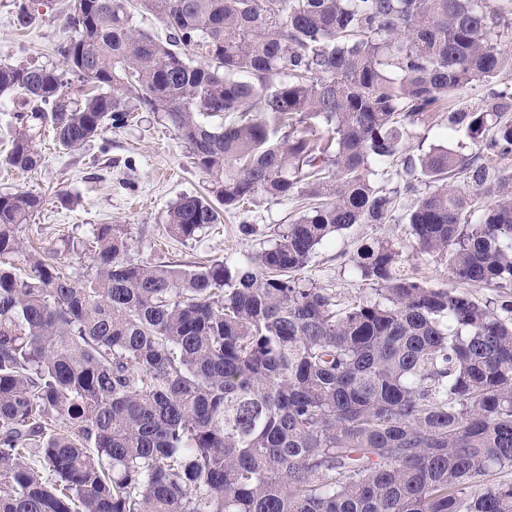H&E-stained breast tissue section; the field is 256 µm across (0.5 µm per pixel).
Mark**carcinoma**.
<instances>
[{"label": "carcinoma", "instance_id": "1", "mask_svg": "<svg viewBox=\"0 0 512 512\" xmlns=\"http://www.w3.org/2000/svg\"><path fill=\"white\" fill-rule=\"evenodd\" d=\"M14 8L35 21L28 0ZM64 25L58 53L91 89L73 106L55 69L0 64V94L31 106L1 166L39 165L47 119L70 151L145 110L211 184L170 206L169 235L192 240L259 195L311 204L233 267L147 265L97 224L76 279L58 253L17 273L44 198L0 194V512H512V482L485 484L512 472V304L418 280L386 236L352 257L372 297L299 277L332 234L392 222L397 179L416 254L512 288V173L491 165L512 155V90L451 104L512 70L509 5L69 0ZM439 109L474 155L409 154ZM492 86L498 89H512V72L510 70L502 71L491 86L483 82L474 83L464 93L454 99V106L457 108L477 107L481 104L484 97L488 94L489 88Z\"/></svg>", "mask_w": 512, "mask_h": 512}]
</instances>
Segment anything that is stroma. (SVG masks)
Wrapping results in <instances>:
<instances>
[{
  "label": "stroma",
  "mask_w": 512,
  "mask_h": 512,
  "mask_svg": "<svg viewBox=\"0 0 512 512\" xmlns=\"http://www.w3.org/2000/svg\"><path fill=\"white\" fill-rule=\"evenodd\" d=\"M29 5L36 21L22 29L14 0H0V63L61 68L57 48L68 36L64 26L68 0H29ZM446 123L445 114H434L413 130L411 145L427 149L442 144L465 155L474 152L473 142L463 135L442 138ZM40 148L43 163L36 170H0V194L23 190L44 197L42 209L21 233L26 246L42 253L59 247L62 236L86 239L93 225L116 224L132 239L134 257L145 263L192 268L220 260L233 265L267 248L277 231L294 222L306 206L302 199L281 201L260 195L243 211L224 215L221 223L198 238L184 241L167 235V211L179 197L203 193L206 182L162 114L136 113L128 125L107 131L77 151L61 149L49 134ZM59 190L71 192L76 203L62 206L55 196ZM410 204V196L399 195L394 222L357 224L333 235L318 246L305 279L343 302L370 295V285L353 274L349 261L359 245L387 235L411 256L409 270L415 277L430 285L451 286L444 262L414 255L404 219ZM245 222L252 224V232H242Z\"/></svg>",
  "instance_id": "1"
}]
</instances>
